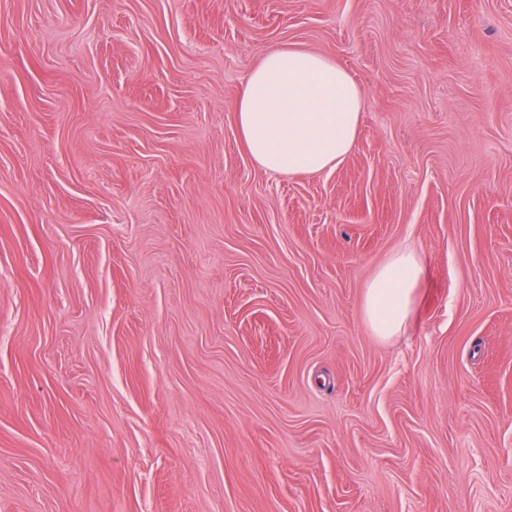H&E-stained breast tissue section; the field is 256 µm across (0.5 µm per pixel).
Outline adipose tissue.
Here are the masks:
<instances>
[{"instance_id": "adipose-tissue-1", "label": "adipose tissue", "mask_w": 512, "mask_h": 512, "mask_svg": "<svg viewBox=\"0 0 512 512\" xmlns=\"http://www.w3.org/2000/svg\"><path fill=\"white\" fill-rule=\"evenodd\" d=\"M363 93L335 60L290 43L270 48L246 76L234 112L242 143L273 175L337 167L355 146ZM425 275L413 251L394 253L367 283L363 314L386 339L405 326Z\"/></svg>"}]
</instances>
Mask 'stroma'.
<instances>
[{
  "instance_id": "35a3bbf8",
  "label": "stroma",
  "mask_w": 512,
  "mask_h": 512,
  "mask_svg": "<svg viewBox=\"0 0 512 512\" xmlns=\"http://www.w3.org/2000/svg\"><path fill=\"white\" fill-rule=\"evenodd\" d=\"M283 42L334 169L241 142ZM0 512H512V0H0ZM363 93L335 60L288 42L246 76L234 112L242 143L273 175L315 174L355 146ZM425 275L421 257L413 251L394 253L367 283L363 314L376 336H396L405 326Z\"/></svg>"
}]
</instances>
